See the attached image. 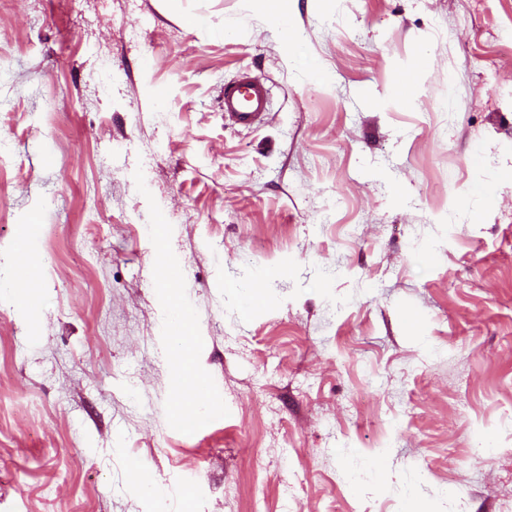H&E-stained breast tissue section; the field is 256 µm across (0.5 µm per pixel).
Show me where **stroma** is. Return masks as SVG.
I'll use <instances>...</instances> for the list:
<instances>
[{
    "label": "stroma",
    "instance_id": "obj_1",
    "mask_svg": "<svg viewBox=\"0 0 512 512\" xmlns=\"http://www.w3.org/2000/svg\"><path fill=\"white\" fill-rule=\"evenodd\" d=\"M285 7L310 64L258 0H0V512H512V0ZM268 111V90L249 73L224 85V117L232 125L252 127L260 124ZM19 249L11 257L7 273L0 276V299L10 298L16 301L36 302L39 298L43 256L33 251V260L23 268L19 262ZM156 265L164 275V281L168 288L165 296L168 301V321L172 329L168 356L173 362L176 371L174 385L176 392L181 397L176 405V420L180 422L183 429L192 427L198 417L210 412L206 404V395L202 390L200 382L195 380L184 358V351L188 348L189 327L195 322L192 311L182 302L180 298L179 278L165 259L164 252L157 253Z\"/></svg>",
    "mask_w": 512,
    "mask_h": 512
}]
</instances>
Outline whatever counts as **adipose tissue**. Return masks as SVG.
Masks as SVG:
<instances>
[{
	"label": "adipose tissue",
	"instance_id": "adipose-tissue-1",
	"mask_svg": "<svg viewBox=\"0 0 512 512\" xmlns=\"http://www.w3.org/2000/svg\"><path fill=\"white\" fill-rule=\"evenodd\" d=\"M155 262L167 285L165 296L168 301V321L172 336L168 347V356L176 371L175 388L180 397L176 406V419L182 428H190L198 417L209 413L206 395L200 382L195 380L184 358L189 346L186 331L195 322L192 311L180 298L179 280L165 259L164 253H157ZM44 259L34 254L28 266H21L18 259H11L7 273L0 276V299L10 298L16 301L35 302L39 299L41 270Z\"/></svg>",
	"mask_w": 512,
	"mask_h": 512
}]
</instances>
